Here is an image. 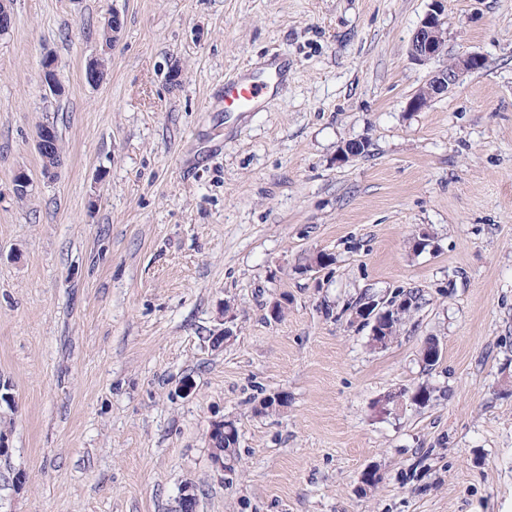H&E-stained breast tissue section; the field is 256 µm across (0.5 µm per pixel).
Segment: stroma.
<instances>
[{
    "mask_svg": "<svg viewBox=\"0 0 512 512\" xmlns=\"http://www.w3.org/2000/svg\"><path fill=\"white\" fill-rule=\"evenodd\" d=\"M430 3L12 0L0 512H175L187 485L197 512H512V0H447V41L419 66ZM277 52L292 66L265 108L225 111V79ZM467 52L484 68L408 111ZM48 55L60 98L39 78ZM48 122L51 180L35 149ZM356 140L365 153L338 162ZM409 290L375 349L360 299ZM224 308L232 336L214 349ZM421 386L429 403L381 409ZM221 418L238 429L230 472L206 438ZM52 127L56 130V128L54 126H52ZM52 127L45 126L39 132H37L36 149H37L38 153H40V154L44 153L54 143L55 132ZM55 143H54V149L52 150V152L50 154L40 155L41 162H42V166H41L42 175H43V170L47 169L50 166H53L57 160V157L61 156L62 150H61V146H60V137H59V133L57 130H56ZM60 166H57L55 168L51 167L43 175L44 178L47 180L53 179L57 175L58 169L60 168Z\"/></svg>",
    "mask_w": 512,
    "mask_h": 512,
    "instance_id": "stroma-1",
    "label": "stroma"
}]
</instances>
